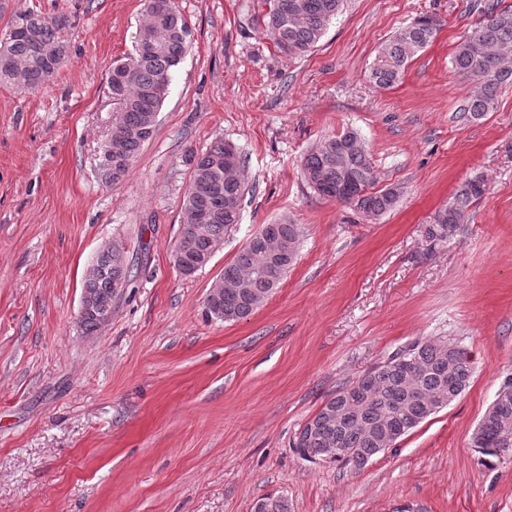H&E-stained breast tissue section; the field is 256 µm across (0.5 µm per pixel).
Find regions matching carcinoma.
<instances>
[{
    "instance_id": "carcinoma-1",
    "label": "carcinoma",
    "mask_w": 512,
    "mask_h": 512,
    "mask_svg": "<svg viewBox=\"0 0 512 512\" xmlns=\"http://www.w3.org/2000/svg\"><path fill=\"white\" fill-rule=\"evenodd\" d=\"M144 19L134 36V52L112 67L108 81L117 114L112 136L119 152L106 141L100 156L102 173L112 183L122 180L144 144L153 136L168 96L173 72L191 40V28L168 0H145ZM345 0H259L257 23L281 55L295 59L311 52ZM480 15L472 33L457 47L452 65L475 81L480 90L462 106V115L480 119L492 111L498 89L512 83V10L493 0H474ZM60 15L49 19L35 11L19 15L0 36V83L35 89L54 74L47 60L63 59L67 47ZM440 28L432 15H420L396 31L376 57L370 75L382 87L396 84L408 61L427 47ZM227 142L218 140L193 156V168L182 203V224L174 252L191 276L201 270L199 258L212 252L241 220L247 193L244 159L223 164ZM305 181L320 197L350 205L367 220H376L397 202L396 187L376 188L377 177L365 142L344 130L313 145L300 161ZM486 193L481 177L467 181L448 206L439 210L427 234L438 241L453 239L462 229L466 210ZM304 227L263 224L246 241L227 268L234 271L224 298L211 317L227 322L244 319L279 288L297 259ZM100 273L83 280L82 290L105 303L117 301L136 278L124 244H112V256L101 259ZM474 373L469 352L446 338H416L373 366L355 382L327 398L295 434L292 448L305 460L328 456L329 448H354L355 455L334 461L363 467L373 456L392 448L403 435L460 396ZM512 436V394L493 403L472 434V447L484 456L505 451L504 435Z\"/></svg>"
}]
</instances>
